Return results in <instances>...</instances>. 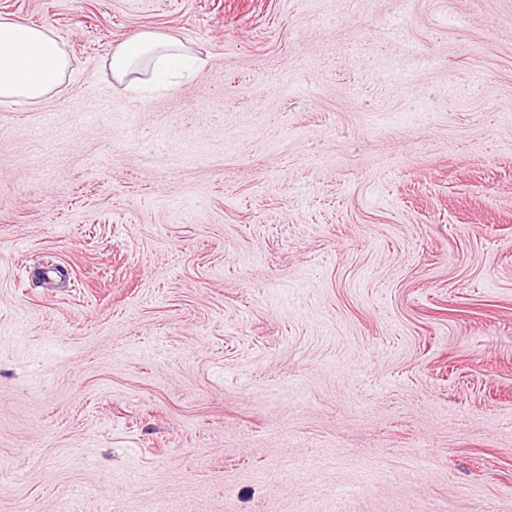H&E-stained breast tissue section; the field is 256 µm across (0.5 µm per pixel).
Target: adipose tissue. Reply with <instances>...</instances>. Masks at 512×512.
<instances>
[{
    "label": "adipose tissue",
    "instance_id": "obj_1",
    "mask_svg": "<svg viewBox=\"0 0 512 512\" xmlns=\"http://www.w3.org/2000/svg\"><path fill=\"white\" fill-rule=\"evenodd\" d=\"M201 62L177 37L155 32L132 36L113 49L108 69L113 80L139 93V77L152 72L162 90L189 78ZM69 68L62 44L46 28L0 18V103L35 106L61 88Z\"/></svg>",
    "mask_w": 512,
    "mask_h": 512
}]
</instances>
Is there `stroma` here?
Here are the masks:
<instances>
[{
  "instance_id": "obj_1",
  "label": "stroma",
  "mask_w": 512,
  "mask_h": 512,
  "mask_svg": "<svg viewBox=\"0 0 512 512\" xmlns=\"http://www.w3.org/2000/svg\"><path fill=\"white\" fill-rule=\"evenodd\" d=\"M0 17L71 61L0 104V512H512V0ZM202 65L177 37L150 31L138 33L118 45L108 60L112 79L127 83L134 94L141 91L138 81L145 71L152 72L154 89L162 90L191 77Z\"/></svg>"
}]
</instances>
